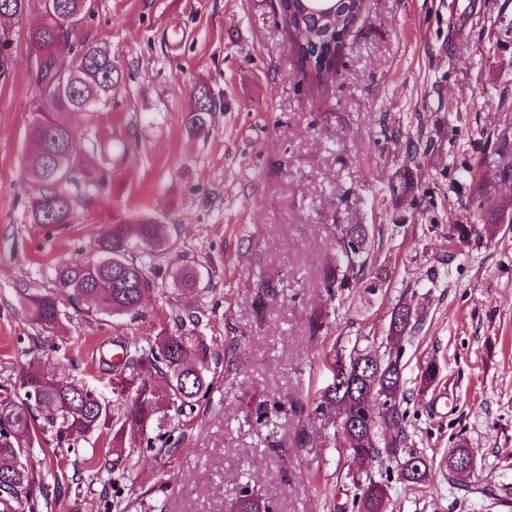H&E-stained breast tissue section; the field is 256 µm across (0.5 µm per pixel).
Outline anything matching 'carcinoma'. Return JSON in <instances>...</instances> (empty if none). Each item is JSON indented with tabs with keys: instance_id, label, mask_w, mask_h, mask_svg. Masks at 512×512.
Wrapping results in <instances>:
<instances>
[{
	"instance_id": "carcinoma-1",
	"label": "carcinoma",
	"mask_w": 512,
	"mask_h": 512,
	"mask_svg": "<svg viewBox=\"0 0 512 512\" xmlns=\"http://www.w3.org/2000/svg\"><path fill=\"white\" fill-rule=\"evenodd\" d=\"M336 16L324 19L301 9L298 0H283L292 27V45L301 63L303 79L310 89L322 88L326 77L324 62L336 52L338 39L348 32L364 9V0H335ZM35 12L39 21L23 33L34 53L46 56L43 68L32 73L35 82L54 102L59 115L38 113L27 130L33 147L28 177L42 186L30 202L33 224L69 223L73 198L68 187L77 184L79 159L73 149L74 130L63 116L97 112L112 100V57L98 46L84 48L72 57L67 26L87 16L85 0H0V16L21 22ZM13 40L0 36V86L15 80ZM208 112L190 113L188 132L205 131ZM99 258L95 262L63 263L56 268L54 288L26 297L28 311L44 331L61 323V304L74 307L92 302L107 315L139 314L146 295L165 292L166 282L150 277L146 260L174 248L159 225L150 218L133 224H109L95 241ZM336 263L324 269L323 287L329 295L335 289L358 284L366 275L369 234L364 224H345L336 241ZM181 287L197 286V268L185 261L179 273ZM190 327L160 333L144 343L121 346V359L102 358L111 368L112 392L119 402L110 405L93 391L37 363L29 364L20 386L0 385V512H36L38 498L47 497L35 469L31 449L49 436L57 448L71 449L81 437L104 430L112 433V447L122 463L124 450L153 449L162 453L179 440L173 437V423L181 422L186 411L206 399L213 378L206 357L204 339L196 335L198 316L177 313ZM412 310L397 305L389 324L386 353H375L373 343L333 355V381L317 409H336V419L359 423L355 433L340 437V447L362 462L381 456L405 453L400 463V480L408 487L426 482L429 465L406 443L405 399L401 374L402 343L414 328ZM165 384L160 393L157 382ZM352 482L361 488L354 497V512H378L386 496L385 485L358 473ZM235 512H272L268 501L259 498L249 485L241 487Z\"/></svg>"
}]
</instances>
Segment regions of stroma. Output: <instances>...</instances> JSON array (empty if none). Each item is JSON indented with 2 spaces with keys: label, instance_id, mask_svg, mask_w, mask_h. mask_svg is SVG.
I'll return each instance as SVG.
<instances>
[{
  "label": "stroma",
  "instance_id": "35a3bbf8",
  "mask_svg": "<svg viewBox=\"0 0 512 512\" xmlns=\"http://www.w3.org/2000/svg\"><path fill=\"white\" fill-rule=\"evenodd\" d=\"M73 43L108 48L117 81L110 107L69 118L78 179L97 186L69 224L29 219L26 131L54 106L24 40L0 89V382L37 361L112 401L101 354L174 331L181 307L200 312L216 384L179 449L135 450L121 476L106 436L76 456L33 448L52 501L38 512H233L245 484L276 512H352L362 467L386 486L384 512H512V180L499 177L512 168V0H367L319 93L274 0H96ZM200 86L214 105L193 136ZM140 216L178 243L156 263L167 295L135 317L69 311L49 349L23 295ZM344 224L366 225L382 280L331 298L323 267ZM462 224L477 235L459 239ZM187 256L191 291L174 284ZM400 303L419 314L401 357L407 446L431 468L416 489L395 461H350L335 415L315 411L334 351L384 341ZM460 443L474 467L452 481L443 461Z\"/></svg>",
  "mask_w": 512,
  "mask_h": 512
}]
</instances>
